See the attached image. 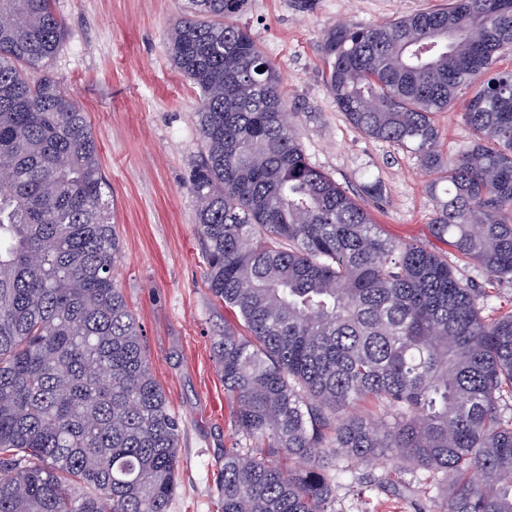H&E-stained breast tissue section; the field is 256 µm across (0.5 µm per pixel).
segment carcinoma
Instances as JSON below:
<instances>
[{
    "label": "carcinoma",
    "mask_w": 512,
    "mask_h": 512,
    "mask_svg": "<svg viewBox=\"0 0 512 512\" xmlns=\"http://www.w3.org/2000/svg\"><path fill=\"white\" fill-rule=\"evenodd\" d=\"M245 0H191L167 37L199 89L197 203L205 286L232 309L214 339L235 446L221 512H336V488L401 496V464L437 475L415 512H512V311L448 257L384 236L308 161L280 75L236 21ZM0 512H169L181 420L114 271L108 185L87 113L43 67L52 0H0ZM460 36L448 42V29ZM512 0H448L324 42L339 111L419 157L431 235L512 280ZM265 71L259 72L257 68ZM478 84L469 146L436 117ZM372 399L368 419L355 406ZM389 455L358 477L348 463Z\"/></svg>",
    "instance_id": "carcinoma-1"
}]
</instances>
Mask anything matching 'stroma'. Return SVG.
I'll use <instances>...</instances> for the list:
<instances>
[{"label": "stroma", "instance_id": "stroma-1", "mask_svg": "<svg viewBox=\"0 0 512 512\" xmlns=\"http://www.w3.org/2000/svg\"><path fill=\"white\" fill-rule=\"evenodd\" d=\"M445 2L247 0L237 21L276 65L309 161L354 195L383 234L447 254L486 290V313L495 316L512 310V281L488 283L430 235L435 202L417 157L355 129L327 84L323 44L331 28L385 23ZM53 8L64 36L45 70L89 116L122 246L117 279L153 374L183 421L180 486L170 512H218V463L235 436L212 343L236 318L203 285L197 204L188 188L200 158L198 91L167 54L168 31L187 0H53ZM467 99L458 94L437 116L446 155L471 138L462 119ZM372 178L380 195L365 190ZM336 496L339 512H410L404 499L377 490L359 496L344 485Z\"/></svg>", "mask_w": 512, "mask_h": 512}]
</instances>
